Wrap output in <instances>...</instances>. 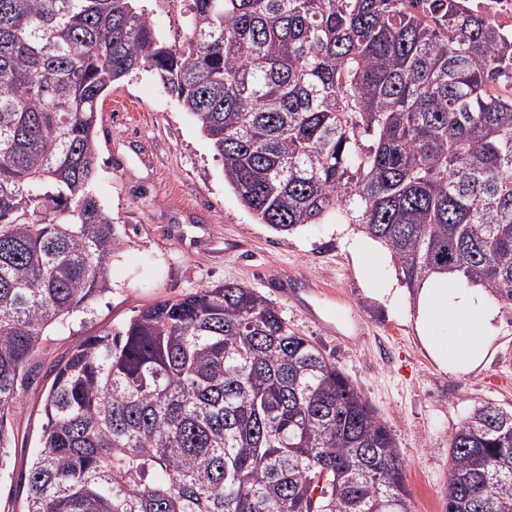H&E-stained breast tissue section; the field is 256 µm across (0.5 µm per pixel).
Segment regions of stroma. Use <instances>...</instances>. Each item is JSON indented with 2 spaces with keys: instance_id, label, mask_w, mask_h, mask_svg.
<instances>
[{
  "instance_id": "obj_1",
  "label": "stroma",
  "mask_w": 512,
  "mask_h": 512,
  "mask_svg": "<svg viewBox=\"0 0 512 512\" xmlns=\"http://www.w3.org/2000/svg\"><path fill=\"white\" fill-rule=\"evenodd\" d=\"M97 144L94 190L119 238L108 289L90 313L48 333L45 368L13 410L0 512L11 505L18 468L39 451L48 363L89 334L119 331L149 303L227 282L270 299L291 329L356 382L395 435L411 512H444L449 438L481 403L512 408V315L495 323L486 366L438 372L419 341L407 295L373 292L382 280L404 285L389 250L355 252L359 233L333 217L288 234L260 223L225 182L193 116L150 73L129 75L105 98ZM290 276L298 279L295 287H272V279Z\"/></svg>"
}]
</instances>
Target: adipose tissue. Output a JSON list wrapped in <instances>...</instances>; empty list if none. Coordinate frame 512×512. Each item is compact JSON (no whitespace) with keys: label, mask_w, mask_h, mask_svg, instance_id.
<instances>
[{"label":"adipose tissue","mask_w":512,"mask_h":512,"mask_svg":"<svg viewBox=\"0 0 512 512\" xmlns=\"http://www.w3.org/2000/svg\"><path fill=\"white\" fill-rule=\"evenodd\" d=\"M415 325L440 372H468L487 362L489 333L500 310L486 289L443 275L419 288Z\"/></svg>","instance_id":"ef3b65f1"}]
</instances>
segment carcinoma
I'll use <instances>...</instances> for the list:
<instances>
[{"label":"carcinoma","instance_id":"carcinoma-1","mask_svg":"<svg viewBox=\"0 0 512 512\" xmlns=\"http://www.w3.org/2000/svg\"><path fill=\"white\" fill-rule=\"evenodd\" d=\"M139 70L261 223L343 212L408 288L453 274L512 311V42L460 0H0V470L47 332L108 289L99 103ZM50 371L23 512H409L390 427L245 284ZM448 461L445 512H512V409L474 408Z\"/></svg>","mask_w":512,"mask_h":512}]
</instances>
